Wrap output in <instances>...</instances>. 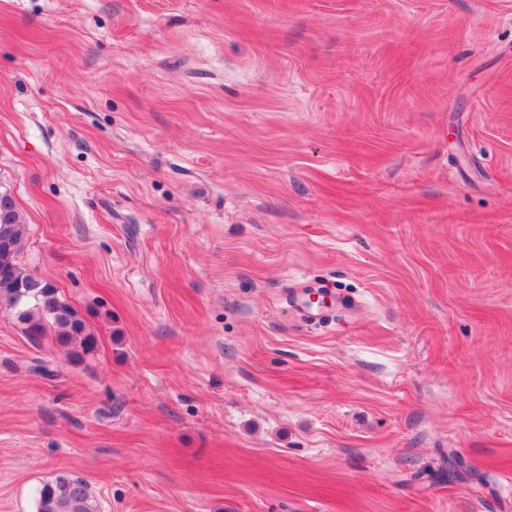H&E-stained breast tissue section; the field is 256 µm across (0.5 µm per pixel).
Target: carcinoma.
I'll return each mask as SVG.
<instances>
[{
  "label": "carcinoma",
  "instance_id": "obj_1",
  "mask_svg": "<svg viewBox=\"0 0 512 512\" xmlns=\"http://www.w3.org/2000/svg\"><path fill=\"white\" fill-rule=\"evenodd\" d=\"M26 234L27 225L12 197L1 193L0 301L14 311L30 339L37 340L52 328L59 343L77 342L85 350L91 348L94 340L78 310L59 296L53 283L22 269L19 255ZM36 506V512H98L88 484L65 471L37 489Z\"/></svg>",
  "mask_w": 512,
  "mask_h": 512
}]
</instances>
